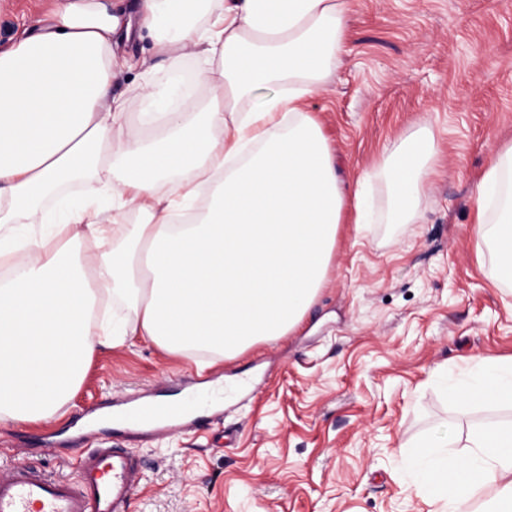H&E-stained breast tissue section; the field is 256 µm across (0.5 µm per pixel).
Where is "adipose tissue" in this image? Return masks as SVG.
I'll return each mask as SVG.
<instances>
[{
  "label": "adipose tissue",
  "mask_w": 512,
  "mask_h": 512,
  "mask_svg": "<svg viewBox=\"0 0 512 512\" xmlns=\"http://www.w3.org/2000/svg\"><path fill=\"white\" fill-rule=\"evenodd\" d=\"M347 0H55L44 25L0 51V423L52 417L102 344L144 336L174 354L230 359L288 335L327 282L347 190L308 99L346 42ZM148 34L170 70L200 61L202 94L164 106L137 88L130 120L112 92L134 69L120 46ZM273 94L256 99L258 89ZM112 178L82 199L62 193ZM432 132L403 139L378 171L395 224H418L437 161ZM112 202V222L100 202ZM39 222L54 231L32 233ZM473 235L512 284V146L485 172ZM93 240L97 253L81 252ZM107 301L131 318L98 319ZM448 398L512 405V361L478 362ZM411 440L409 490L433 512H512V424Z\"/></svg>",
  "instance_id": "ef3b65f1"
}]
</instances>
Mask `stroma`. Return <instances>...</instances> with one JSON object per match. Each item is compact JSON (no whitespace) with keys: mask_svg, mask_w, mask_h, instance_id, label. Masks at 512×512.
Listing matches in <instances>:
<instances>
[{"mask_svg":"<svg viewBox=\"0 0 512 512\" xmlns=\"http://www.w3.org/2000/svg\"><path fill=\"white\" fill-rule=\"evenodd\" d=\"M53 0H0V50ZM348 39L307 103L336 173L361 188L367 224L341 225L329 279L288 336L232 359L166 353L140 336L101 347L54 418L0 424V465L77 477L79 450L141 460L129 512H430L408 495L401 441L512 420V407L449 402L448 375L512 357V285L471 233L479 183L512 143V0H349ZM430 130L439 158L419 224L388 219L386 149ZM240 382L199 427L144 438L112 430L106 401Z\"/></svg>","mask_w":512,"mask_h":512,"instance_id":"1","label":"stroma"}]
</instances>
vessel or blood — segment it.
Wrapping results in <instances>:
<instances>
[{"instance_id":"vessel-or-blood-1","label":"vessel or blood","mask_w":512,"mask_h":512,"mask_svg":"<svg viewBox=\"0 0 512 512\" xmlns=\"http://www.w3.org/2000/svg\"><path fill=\"white\" fill-rule=\"evenodd\" d=\"M159 409L172 421L185 411L183 401L168 400L123 409L116 418L147 425ZM139 481L137 459L122 448L83 451L74 479L19 461L0 470V512H126Z\"/></svg>"}]
</instances>
